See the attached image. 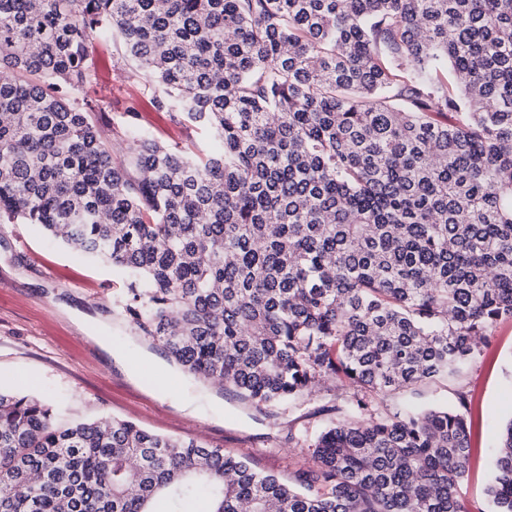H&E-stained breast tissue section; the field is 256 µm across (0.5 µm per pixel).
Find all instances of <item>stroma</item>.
I'll list each match as a JSON object with an SVG mask.
<instances>
[{
  "mask_svg": "<svg viewBox=\"0 0 512 512\" xmlns=\"http://www.w3.org/2000/svg\"><path fill=\"white\" fill-rule=\"evenodd\" d=\"M93 58L90 93L108 103L96 115L104 138H111L113 123L133 108L141 128L159 140L175 144L191 138L199 152L209 151L205 130L187 133L149 105V90L129 84L118 39L95 40ZM123 278L119 268L85 259L33 225L0 224V387L43 397L63 422L126 419L156 434L223 449L262 473L288 478L310 463L311 449L296 445L293 436L302 429L318 432L335 420L344 389L260 412L228 392L195 383L118 315ZM100 336L130 360L156 361L157 370L133 378L97 344ZM162 386L172 388L173 397H162ZM461 392L470 400L472 434L460 493L470 512H490L492 450L512 419V319L492 330L463 377L406 389L379 403L391 411L403 405L450 408Z\"/></svg>",
  "mask_w": 512,
  "mask_h": 512,
  "instance_id": "1",
  "label": "stroma"
}]
</instances>
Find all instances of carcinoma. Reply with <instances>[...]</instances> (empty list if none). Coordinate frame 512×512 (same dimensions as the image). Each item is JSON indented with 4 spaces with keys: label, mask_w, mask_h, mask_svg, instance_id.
Wrapping results in <instances>:
<instances>
[{
    "label": "carcinoma",
    "mask_w": 512,
    "mask_h": 512,
    "mask_svg": "<svg viewBox=\"0 0 512 512\" xmlns=\"http://www.w3.org/2000/svg\"><path fill=\"white\" fill-rule=\"evenodd\" d=\"M113 36L150 105L112 158L89 94ZM0 223L128 275L132 329L258 410L346 381L294 483L131 421L0 389V512H469L464 373L512 318V0H0ZM487 488L512 512V420Z\"/></svg>",
    "instance_id": "1"
}]
</instances>
